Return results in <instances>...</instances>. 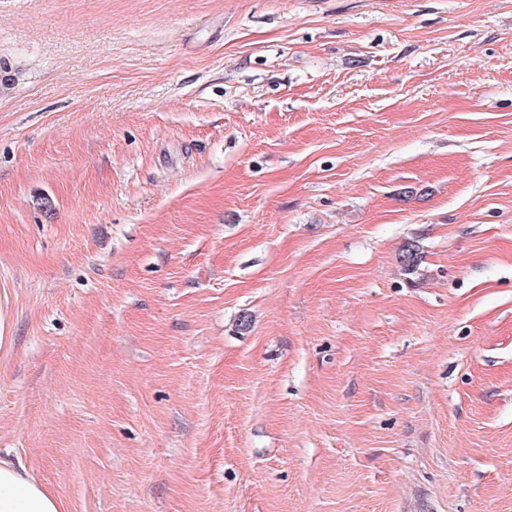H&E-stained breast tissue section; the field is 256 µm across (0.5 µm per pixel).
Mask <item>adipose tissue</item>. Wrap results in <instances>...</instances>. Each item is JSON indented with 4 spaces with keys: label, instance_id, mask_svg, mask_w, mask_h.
<instances>
[{
    "label": "adipose tissue",
    "instance_id": "ef3b65f1",
    "mask_svg": "<svg viewBox=\"0 0 512 512\" xmlns=\"http://www.w3.org/2000/svg\"><path fill=\"white\" fill-rule=\"evenodd\" d=\"M0 512H64V506L24 466L0 457Z\"/></svg>",
    "mask_w": 512,
    "mask_h": 512
}]
</instances>
